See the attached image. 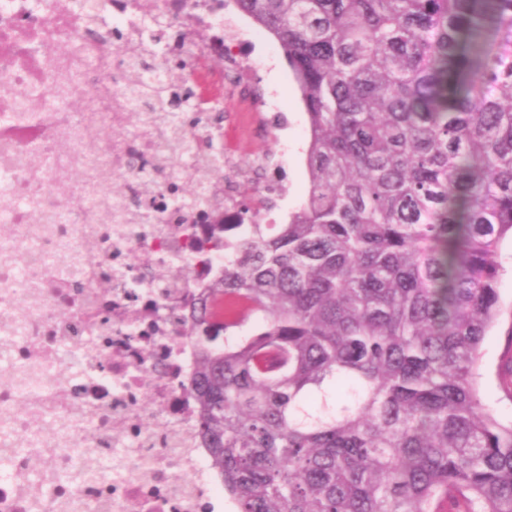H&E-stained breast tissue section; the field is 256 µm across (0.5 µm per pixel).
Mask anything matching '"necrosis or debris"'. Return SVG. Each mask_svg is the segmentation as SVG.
<instances>
[{"instance_id": "necrosis-or-debris-1", "label": "necrosis or debris", "mask_w": 512, "mask_h": 512, "mask_svg": "<svg viewBox=\"0 0 512 512\" xmlns=\"http://www.w3.org/2000/svg\"><path fill=\"white\" fill-rule=\"evenodd\" d=\"M100 2L0 0V333L12 335L0 370L15 371L0 387V434L50 451L36 473L24 451L0 460V512H224V485L196 429L197 347L178 318L223 270L224 254L173 288L153 269L192 258L204 233L195 212L178 224L160 209L148 224L94 217L113 184L136 188L131 151L165 150L130 124L145 106L125 80L113 30L130 44L146 40L151 7L164 40L190 49L195 106L214 113L243 67L225 38V0H122L119 10ZM198 31L208 39L193 42ZM62 42L67 52L48 62ZM81 99L85 111H74ZM97 131L106 140L89 146ZM70 173L77 183L62 188ZM107 306L108 327L96 318ZM92 455L112 469L96 493L55 482Z\"/></svg>"}]
</instances>
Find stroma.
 Instances as JSON below:
<instances>
[{"label": "stroma", "mask_w": 512, "mask_h": 512, "mask_svg": "<svg viewBox=\"0 0 512 512\" xmlns=\"http://www.w3.org/2000/svg\"><path fill=\"white\" fill-rule=\"evenodd\" d=\"M250 40L242 50L248 74L246 88L225 87L224 116L226 138L236 166L249 168L259 152L288 145L285 159H271L266 180L284 182L288 195L279 201L272 216L284 224L305 201L309 178L306 166L309 141L308 117L300 92L284 54L275 38L256 23L248 25ZM273 95L275 110H262L255 92ZM503 272L497 288L504 310L499 324L488 332L482 346L481 396L502 421L512 420V403L502 400L496 374L506 345V331L512 326V240L501 245Z\"/></svg>", "instance_id": "35a3bbf8"}]
</instances>
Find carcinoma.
Listing matches in <instances>:
<instances>
[{"instance_id": "obj_1", "label": "carcinoma", "mask_w": 512, "mask_h": 512, "mask_svg": "<svg viewBox=\"0 0 512 512\" xmlns=\"http://www.w3.org/2000/svg\"><path fill=\"white\" fill-rule=\"evenodd\" d=\"M235 4L298 85L310 187L286 224L205 225L224 272L192 308L191 393L224 493L237 512H512V421L478 382L512 236V0ZM123 53L137 122L174 155L219 121L182 108L187 62ZM191 165L214 175L207 219L214 138ZM170 189L177 212L201 197ZM151 196L122 215L149 223ZM497 380L512 402V363Z\"/></svg>"}]
</instances>
